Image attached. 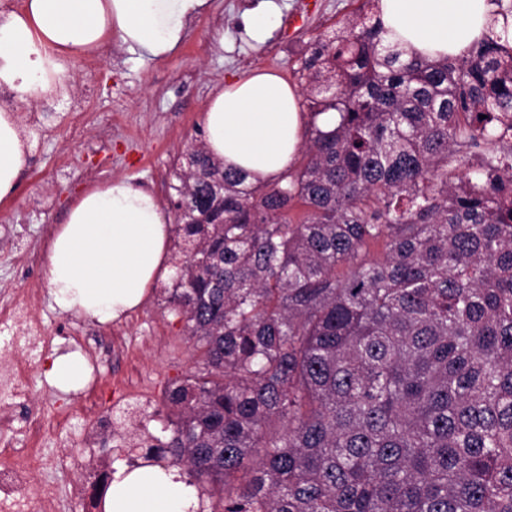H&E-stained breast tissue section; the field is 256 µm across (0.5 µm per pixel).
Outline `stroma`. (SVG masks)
I'll use <instances>...</instances> for the list:
<instances>
[{
	"label": "stroma",
	"instance_id": "obj_1",
	"mask_svg": "<svg viewBox=\"0 0 512 512\" xmlns=\"http://www.w3.org/2000/svg\"><path fill=\"white\" fill-rule=\"evenodd\" d=\"M259 2L210 0L208 12L189 23L181 47L164 59L139 58L112 39L105 53L74 61L67 98L18 107L34 146L16 192L0 202V307L27 300L47 340L42 359L27 365L30 401L42 408L27 447L48 456L60 443L75 447L33 475L54 500L51 512H86L81 441H92L99 459L128 462L129 452L114 451L113 439L103 437L100 416L120 426L133 410L160 433L170 425L166 391L195 372L199 352L168 302V279L128 317L107 324L55 309L45 278L50 238L77 195L117 177L151 190L173 212L175 172L188 148L205 138L203 111L213 88L255 68L297 83L308 45L358 7V0H276L279 15L259 42L248 29ZM67 349L79 350L92 369L88 385L69 395L46 379L55 353Z\"/></svg>",
	"mask_w": 512,
	"mask_h": 512
}]
</instances>
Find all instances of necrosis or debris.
<instances>
[{
    "label": "necrosis or debris",
    "instance_id": "4bbe7bcc",
    "mask_svg": "<svg viewBox=\"0 0 512 512\" xmlns=\"http://www.w3.org/2000/svg\"><path fill=\"white\" fill-rule=\"evenodd\" d=\"M45 348L27 304L15 302L0 311V512H36L46 498L44 490L32 485L31 475L52 461L36 449L20 448L15 421L7 413L25 396L27 381L19 357L36 359Z\"/></svg>",
    "mask_w": 512,
    "mask_h": 512
}]
</instances>
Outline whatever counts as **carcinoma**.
Here are the masks:
<instances>
[{
	"label": "carcinoma",
	"mask_w": 512,
	"mask_h": 512,
	"mask_svg": "<svg viewBox=\"0 0 512 512\" xmlns=\"http://www.w3.org/2000/svg\"><path fill=\"white\" fill-rule=\"evenodd\" d=\"M492 2L458 57L366 13L316 40L302 161L276 180L188 152L170 302L201 360L169 439L126 437L222 512H512V5Z\"/></svg>",
	"instance_id": "1"
}]
</instances>
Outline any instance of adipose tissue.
I'll list each match as a JSON object with an SVG mask.
<instances>
[{
    "label": "adipose tissue",
    "instance_id": "obj_1",
    "mask_svg": "<svg viewBox=\"0 0 512 512\" xmlns=\"http://www.w3.org/2000/svg\"><path fill=\"white\" fill-rule=\"evenodd\" d=\"M390 43L437 59L466 53L486 30L488 0H380ZM209 0H23L0 12V90L34 105L66 94L71 66L112 37L148 59L182 44L187 25ZM305 116L296 86L276 72L253 69L217 86L204 110L210 154L228 167L271 181L295 161ZM26 163L15 113L0 107V201L12 196ZM171 225L156 196L118 178L73 201L48 244L46 279L63 313L108 323L135 311L168 273ZM68 394L84 389L91 369L80 352L56 354L46 372ZM196 487L177 469L120 468L104 512H197Z\"/></svg>",
    "mask_w": 512,
    "mask_h": 512
}]
</instances>
